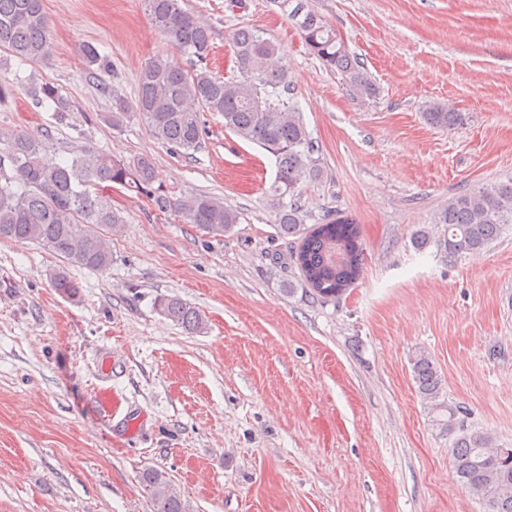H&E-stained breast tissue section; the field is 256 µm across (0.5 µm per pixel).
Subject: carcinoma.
<instances>
[{
    "mask_svg": "<svg viewBox=\"0 0 512 512\" xmlns=\"http://www.w3.org/2000/svg\"><path fill=\"white\" fill-rule=\"evenodd\" d=\"M153 26L183 52L203 61L210 51L211 28L183 0H143ZM278 7L298 29L322 65L341 74L358 98L376 94L368 72L350 54L309 0H277ZM238 75L216 76L207 68L185 70L164 58L145 62L134 99L112 93V110L105 120L114 128L137 117L151 136L176 153L190 155L202 146L205 129L201 113L215 112L224 128L239 139L257 144L275 157L276 177L267 195L278 211L280 234L299 237L295 263L305 291L321 303L336 301L360 276L363 247L360 225L327 214L315 227L305 226L296 204L302 182L320 176L313 163L314 142L295 103L285 98L291 77L277 43L249 27L233 33ZM0 47L30 63L48 59L54 51L42 0H0ZM82 57L89 67L106 71L97 48L86 45ZM26 95L37 107H48L62 124L74 111L71 102L51 83L31 82ZM433 125L448 130L464 116L440 103L425 105ZM154 165L147 155L125 161L88 144L68 155L50 150L46 139L24 131L0 132V240L32 242L67 263L103 272L112 265L108 238L127 224L123 212L112 208L103 192L115 185L145 194L154 208L178 213L213 237H222L240 223V212L210 193L179 198L153 187ZM438 249L455 256L477 255L512 224V178L482 191L448 198L438 213ZM62 296L74 297L79 284L65 270L51 275ZM156 309L186 333L201 331L205 320L195 307L175 297L155 301ZM417 392L441 431L453 434L459 409L442 400V376L432 358L416 353L412 364ZM492 439L480 431L455 438L452 464L458 482L482 501L485 512H512V449L491 450ZM141 482L155 512H188L166 473L147 469Z\"/></svg>",
    "mask_w": 512,
    "mask_h": 512,
    "instance_id": "1",
    "label": "carcinoma"
}]
</instances>
